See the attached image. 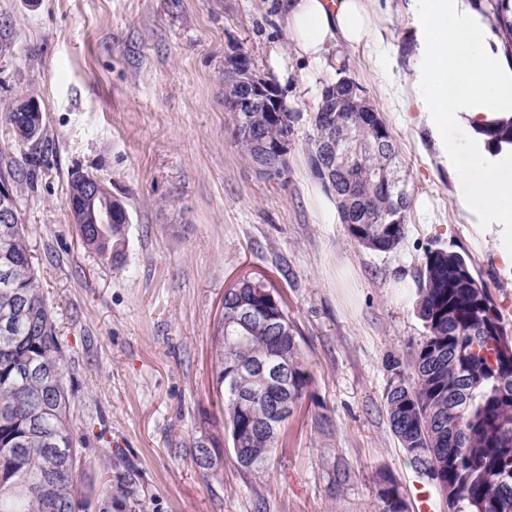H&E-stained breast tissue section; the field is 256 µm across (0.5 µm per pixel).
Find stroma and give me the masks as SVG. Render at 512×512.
I'll list each match as a JSON object with an SVG mask.
<instances>
[{
  "instance_id": "stroma-1",
  "label": "stroma",
  "mask_w": 512,
  "mask_h": 512,
  "mask_svg": "<svg viewBox=\"0 0 512 512\" xmlns=\"http://www.w3.org/2000/svg\"><path fill=\"white\" fill-rule=\"evenodd\" d=\"M387 77L372 46L336 54L375 104L414 193L406 235L375 253L326 213L308 139L320 83L298 60L269 0H0V113L34 98L39 138L19 142L0 120V161L36 155L33 187L16 196L46 302L65 351L73 428L91 498L122 468L145 512H378L383 475L409 512H447L445 496L409 463L384 393L410 373L424 334L415 301L427 250L467 256L495 303L512 300L500 259L512 237L461 217L453 176L415 109L412 0H378ZM248 52L285 81L293 114L288 173H256L241 157L224 109V57ZM100 179L131 217L115 267L82 244L68 215L73 170ZM242 279L274 287L288 306L312 383L280 438L268 476L244 473L216 392L214 338L224 292ZM330 430H323V421ZM220 444L212 469L197 443ZM350 469L333 480L334 463Z\"/></svg>"
}]
</instances>
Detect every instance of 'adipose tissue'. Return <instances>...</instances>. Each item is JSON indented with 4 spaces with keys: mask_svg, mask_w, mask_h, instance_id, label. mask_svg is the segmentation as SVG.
Masks as SVG:
<instances>
[{
    "mask_svg": "<svg viewBox=\"0 0 512 512\" xmlns=\"http://www.w3.org/2000/svg\"><path fill=\"white\" fill-rule=\"evenodd\" d=\"M417 54L411 71L426 122L458 177V200L512 237V157L486 158L477 127L512 112V72L486 45L466 0H416ZM276 15L299 59L334 71L331 47L361 44L376 28L375 0H278Z\"/></svg>",
    "mask_w": 512,
    "mask_h": 512,
    "instance_id": "adipose-tissue-1",
    "label": "adipose tissue"
}]
</instances>
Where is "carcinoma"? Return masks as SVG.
<instances>
[{
    "mask_svg": "<svg viewBox=\"0 0 512 512\" xmlns=\"http://www.w3.org/2000/svg\"><path fill=\"white\" fill-rule=\"evenodd\" d=\"M480 20L496 35L512 67V0H470ZM336 83L326 82L318 112L339 114L340 122H314L311 159L320 146L351 132L378 145L377 154L359 163L336 159L349 169L348 189L366 193L365 224H350L351 237L372 252L389 253L404 240V218L412 208L408 188L398 201L375 186L378 166L396 158L393 137L366 113L352 111L336 98ZM292 112L263 126L271 141L293 135ZM15 137L31 140L42 132L38 115L17 105L4 113ZM247 116L233 113L231 135L243 158L255 148L246 138ZM492 154L512 155V115L479 130ZM38 157L24 166L9 165L13 191L34 185ZM110 224H81L83 245L101 260L124 263L130 217L116 199ZM416 310L425 330L411 356L412 382L400 380L385 392L392 433L410 463L424 471L439 491L453 490L448 512H512V335L487 289L459 252L428 251L418 276ZM261 360L283 366L276 384L250 369ZM215 379L236 462L261 478L268 469L285 420L274 403L297 408L312 377L296 329L278 296L259 281L242 279L224 293V320L215 336ZM380 512H407L396 481L382 478ZM143 512V495L132 474L109 486L97 512L112 505ZM82 461L74 442L71 389L64 372V351L34 265L23 224L0 232V512H87Z\"/></svg>",
    "mask_w": 512,
    "mask_h": 512,
    "instance_id": "obj_1",
    "label": "carcinoma"
}]
</instances>
